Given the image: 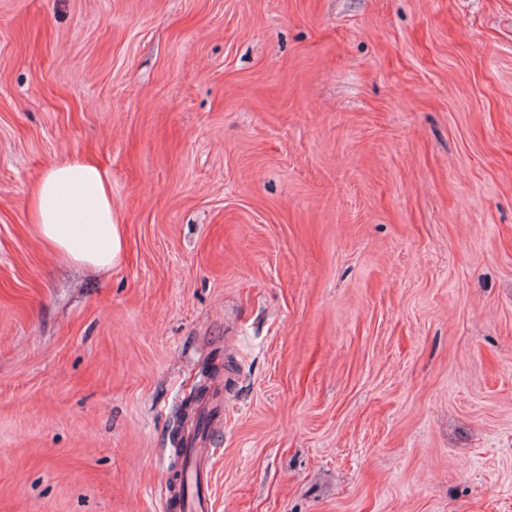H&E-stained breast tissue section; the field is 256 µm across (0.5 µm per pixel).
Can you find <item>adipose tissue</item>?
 I'll return each mask as SVG.
<instances>
[{"mask_svg":"<svg viewBox=\"0 0 512 512\" xmlns=\"http://www.w3.org/2000/svg\"><path fill=\"white\" fill-rule=\"evenodd\" d=\"M30 221L71 262L105 271L120 263L123 226L112 209V178L96 160L75 158L43 171L30 192Z\"/></svg>","mask_w":512,"mask_h":512,"instance_id":"adipose-tissue-1","label":"adipose tissue"}]
</instances>
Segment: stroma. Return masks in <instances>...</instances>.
Listing matches in <instances>:
<instances>
[{"instance_id":"obj_1","label":"stroma","mask_w":512,"mask_h":512,"mask_svg":"<svg viewBox=\"0 0 512 512\" xmlns=\"http://www.w3.org/2000/svg\"><path fill=\"white\" fill-rule=\"evenodd\" d=\"M206 365L213 512H512V0H0V512H163ZM30 221L73 263L105 271L120 263L123 224L112 209V178L94 159L75 158L43 171L30 192ZM222 410H224V397L221 389L218 384L211 382L208 395L197 406V414L207 419L212 425Z\"/></svg>"}]
</instances>
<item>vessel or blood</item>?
<instances>
[{"instance_id":"obj_1","label":"vessel or blood","mask_w":512,"mask_h":512,"mask_svg":"<svg viewBox=\"0 0 512 512\" xmlns=\"http://www.w3.org/2000/svg\"><path fill=\"white\" fill-rule=\"evenodd\" d=\"M223 408L221 389L218 384H211L208 395L197 406V413L212 422ZM213 455L210 439L192 428L185 431L180 449L182 470L174 481V498L167 503L169 512H211L208 472Z\"/></svg>"}]
</instances>
